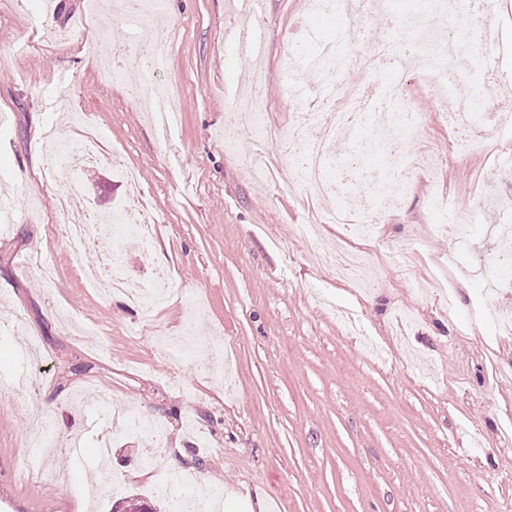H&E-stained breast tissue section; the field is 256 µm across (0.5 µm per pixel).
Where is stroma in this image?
Masks as SVG:
<instances>
[{
	"label": "stroma",
	"mask_w": 512,
	"mask_h": 512,
	"mask_svg": "<svg viewBox=\"0 0 512 512\" xmlns=\"http://www.w3.org/2000/svg\"><path fill=\"white\" fill-rule=\"evenodd\" d=\"M88 4L0 0V198L16 202L12 222L0 223V512H111L133 494L156 501L144 465L161 451L196 474V499L222 489L224 512H512V335L497 321L512 310V288L485 287L512 209L485 215L461 246L435 230L483 199H512V0L455 22L487 32L490 62L478 78L497 106L487 151L460 154L446 105L401 70L426 164L384 208L373 238L320 228L365 257L368 279L356 287L310 261L295 227L314 205L293 170L272 184L244 164L257 147L245 118L251 69L266 73L276 124L291 123L282 71L310 0H265L254 16L238 0H168L167 56L153 79L179 94L182 122L166 142L134 99L140 74L123 84L98 74L100 58L145 41L143 30L115 12L60 39ZM405 5L393 0L383 23L373 12L360 19L350 52L371 59L384 40L403 55ZM100 27L109 38L88 47ZM231 27L257 30L262 54L239 55L225 38ZM75 107L119 150L117 162L81 174L92 205L108 212L135 194L158 219L153 261L135 239L124 252L136 282H149L157 263L172 272V298L152 321L90 288L82 269L92 257L73 258L54 229L72 173L45 178L32 138ZM386 160H355L354 186L317 206L358 208ZM120 163L138 171V189L119 178ZM35 253L51 277L19 270V257ZM189 319L195 347L179 359L162 338ZM32 403L55 436L33 482ZM114 404L132 408L136 425L114 426ZM92 473L100 492L91 501L80 484Z\"/></svg>",
	"instance_id": "1"
}]
</instances>
